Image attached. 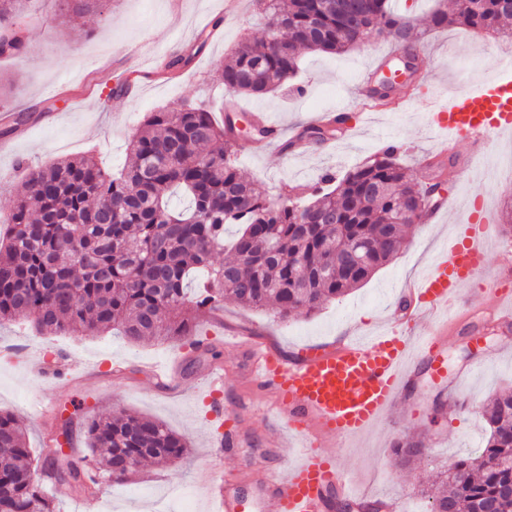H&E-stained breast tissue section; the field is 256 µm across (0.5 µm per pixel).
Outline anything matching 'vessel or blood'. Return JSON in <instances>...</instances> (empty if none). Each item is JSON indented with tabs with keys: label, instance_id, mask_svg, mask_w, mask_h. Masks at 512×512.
<instances>
[{
	"label": "vessel or blood",
	"instance_id": "b4317fda",
	"mask_svg": "<svg viewBox=\"0 0 512 512\" xmlns=\"http://www.w3.org/2000/svg\"><path fill=\"white\" fill-rule=\"evenodd\" d=\"M431 109L447 142L478 143L488 132L512 128V76L490 78L448 103L432 102ZM485 230L482 224L460 225L430 271L402 289L409 308L402 326L316 346L291 359L262 341L236 336V345L249 346L252 354L253 388L270 399L282 424L271 435L274 444L293 434L301 446L287 470L267 469L252 497L243 498L242 473L224 468V454L236 443L238 410L224 401L223 366L210 367V416L226 427L214 442L208 465L211 512H333V502L358 499L327 445L353 440L378 426L412 385L419 363L442 374L443 348L467 316L459 290L484 267Z\"/></svg>",
	"mask_w": 512,
	"mask_h": 512
}]
</instances>
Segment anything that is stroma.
I'll return each mask as SVG.
<instances>
[{
  "label": "stroma",
  "instance_id": "obj_1",
  "mask_svg": "<svg viewBox=\"0 0 512 512\" xmlns=\"http://www.w3.org/2000/svg\"><path fill=\"white\" fill-rule=\"evenodd\" d=\"M223 7L224 0H114L107 19L85 18L83 29L91 31L87 37L82 29L60 22L51 0L26 18L23 52L0 58V79L15 83L10 94L0 96V113L23 118L11 132L0 125V142L7 144L0 150V212L10 209L29 168L90 151L104 166L120 170L127 142L149 112L188 106L221 112L225 57L241 40L257 41L265 33L252 0H240L237 15L228 19L220 16ZM434 7L435 0L392 3L396 13L410 20L429 61L419 81H395L394 94L406 97L402 111L383 112L369 121L351 99L360 73L390 50L392 40L386 36L342 55L301 52L300 70L286 86L263 99L246 101V108L272 115L288 131L338 109L354 126L349 138L332 140L328 147L306 154L275 147L258 150L250 141H240L237 162L258 191L274 196L288 184L312 192L325 173H342L382 149L387 134L401 144L398 161L415 180H424L425 159L438 152L440 140L429 100L447 98L449 88L467 79L460 66L464 53L478 52L482 66L494 72L501 53L512 47V41L457 25L430 30L428 15ZM212 24L218 25L221 38L199 46L198 34ZM158 50L168 51L174 59L188 58L189 63L173 67L169 77H159L153 63ZM468 153L463 144L451 156L445 191L451 207L443 221L412 225L397 257L368 281L314 315L294 314L285 320L224 301L219 310L224 329L211 337L212 353L194 349L189 336L131 343L110 334L43 335L26 325H0V345L9 348L0 353V411L20 419L37 458L45 456L47 444L65 424L83 457L89 453L91 417L122 410L161 421L186 438L184 457L163 466L146 465L125 484L83 498L84 512H159L180 493L193 496L197 512H207V463L213 440L223 432L220 422L209 418L201 382L213 362L224 366L225 401L240 409L238 445L225 453V468L247 472L260 461L282 469L296 453L287 444L269 446L268 437L278 423L257 407L249 385L250 354L241 347H225L226 331H258L288 356L309 345L388 327L401 304V287L423 277L444 243L455 237L458 222L477 209L488 224L484 278L499 279L506 267H512V235L503 232L501 221L504 207L512 202V137L489 135L481 166H467ZM480 288V283L470 282L460 290V301L472 316L448 343L442 379L419 366L414 388L383 424L336 450L355 488L395 501L397 512H426L421 485L431 482L441 465L484 448L483 410L496 393L512 389V325L492 330ZM34 352L46 359L48 374L30 372L29 356ZM62 353L76 367L109 360L119 369L79 374L67 385L52 373ZM146 363L168 369L176 394L143 372ZM409 439L420 441L425 454L402 469L392 450Z\"/></svg>",
  "mask_w": 512,
  "mask_h": 512
}]
</instances>
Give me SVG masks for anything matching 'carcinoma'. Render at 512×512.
<instances>
[{
    "label": "carcinoma",
    "instance_id": "cac0c4a2",
    "mask_svg": "<svg viewBox=\"0 0 512 512\" xmlns=\"http://www.w3.org/2000/svg\"><path fill=\"white\" fill-rule=\"evenodd\" d=\"M34 0H0V56L25 46L19 22ZM64 23L100 16L112 0H55ZM267 37L246 41L222 65L225 90L261 99L298 70V51L342 54L374 32L412 47L410 21L391 0H355L358 18L341 0H260ZM512 0H455L438 6L430 27L450 24L501 33ZM238 115L215 122L203 107L145 116L128 142L129 162L114 175L90 156L32 170L12 210L0 217V324L28 321L42 334L97 336L115 331L131 342L190 335L194 321L229 298L286 319L307 315L362 285L400 252L406 228L437 200L442 181L421 185L387 147L345 171L332 190L313 198L282 190L258 194L236 164ZM238 234L225 241L226 226ZM368 245L352 266L343 256ZM229 252L231 261L217 256ZM489 436L478 454L454 460L421 494L430 512H512V390L485 407ZM96 465L34 461L24 430L0 412V512H56L39 472L55 484L97 496L145 462L183 458V438L147 417L118 413L88 425ZM424 454L415 441L394 449L401 466Z\"/></svg>",
    "mask_w": 512,
    "mask_h": 512
}]
</instances>
